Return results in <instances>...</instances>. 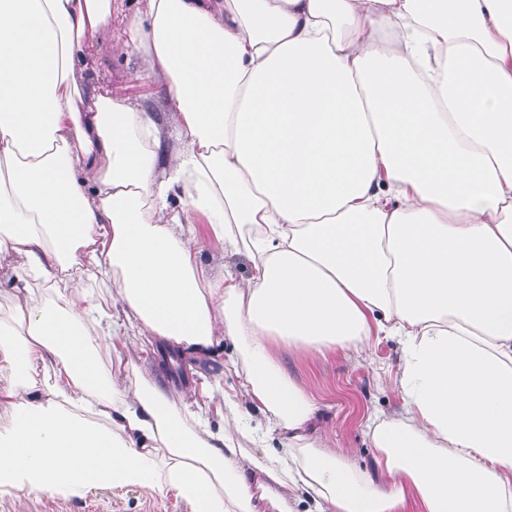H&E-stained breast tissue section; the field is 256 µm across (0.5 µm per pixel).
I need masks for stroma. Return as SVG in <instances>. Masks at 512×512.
<instances>
[{
	"label": "stroma",
	"instance_id": "obj_1",
	"mask_svg": "<svg viewBox=\"0 0 512 512\" xmlns=\"http://www.w3.org/2000/svg\"><path fill=\"white\" fill-rule=\"evenodd\" d=\"M142 69L140 56H115L103 44L86 75L93 83L111 89L114 97L139 104L156 122L167 123L165 88L160 81L144 77ZM189 217L202 246L203 263L223 265L235 276L247 277L250 271L247 255L225 254L202 212H190ZM120 350L129 375L150 373L162 385L177 392L200 389L206 378H223L224 389L229 393L238 387L237 378L223 374L216 362L172 360L163 352L146 351L140 343L127 340ZM274 353L300 388L328 406L337 448L359 466L373 467L374 450L366 435L365 421L370 414L393 413L402 405V394L395 383L401 361L398 344L383 336L373 337L363 358L336 351L308 356L288 350L282 344L275 345ZM0 512H191V507L171 492L160 494L137 486L100 484L53 497L20 490L0 491Z\"/></svg>",
	"mask_w": 512,
	"mask_h": 512
}]
</instances>
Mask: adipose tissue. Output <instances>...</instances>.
Instances as JSON below:
<instances>
[{
  "mask_svg": "<svg viewBox=\"0 0 512 512\" xmlns=\"http://www.w3.org/2000/svg\"><path fill=\"white\" fill-rule=\"evenodd\" d=\"M111 21L112 0H0V282L20 306L0 324V487L512 512V0H146L117 49L165 85L164 163V128L82 79ZM174 194L249 278L203 264ZM132 332L220 362L241 398L104 377L100 338ZM381 334L403 404L367 419L371 472L273 346Z\"/></svg>",
  "mask_w": 512,
  "mask_h": 512,
  "instance_id": "adipose-tissue-1",
  "label": "adipose tissue"
}]
</instances>
